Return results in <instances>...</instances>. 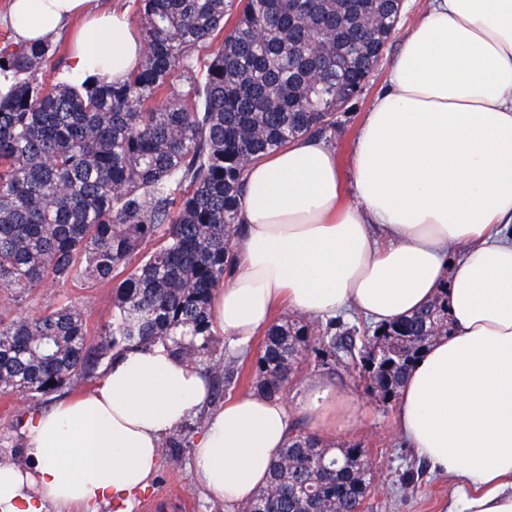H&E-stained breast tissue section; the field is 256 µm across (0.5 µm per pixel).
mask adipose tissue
<instances>
[{
  "mask_svg": "<svg viewBox=\"0 0 512 512\" xmlns=\"http://www.w3.org/2000/svg\"><path fill=\"white\" fill-rule=\"evenodd\" d=\"M76 16L68 79L123 82L143 58L123 11L6 0L0 31L52 42ZM238 214L233 266L211 301L228 352H244L279 306L378 325L447 288L453 331L409 372L396 431L447 477L445 512H512V0H429L347 167L322 138L297 139L248 168ZM208 399V378L169 346L122 351L90 392L30 418L25 463L0 465V512H133L164 437ZM301 409L320 434L353 416L317 377ZM292 427L283 398L225 400L195 442L197 482L227 506L249 501Z\"/></svg>",
  "mask_w": 512,
  "mask_h": 512,
  "instance_id": "1",
  "label": "adipose tissue"
}]
</instances>
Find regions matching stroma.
I'll use <instances>...</instances> for the list:
<instances>
[{"instance_id": "stroma-1", "label": "stroma", "mask_w": 512, "mask_h": 512, "mask_svg": "<svg viewBox=\"0 0 512 512\" xmlns=\"http://www.w3.org/2000/svg\"><path fill=\"white\" fill-rule=\"evenodd\" d=\"M399 38L389 43L369 83L359 99L347 104L336 116V130L327 141L337 153L340 162H347L350 147L362 115L373 98L385 87L389 64L400 47ZM72 303L85 311L90 330V344H97L100 335L112 320V287L108 284H90L84 281L63 286L38 289L17 307L19 315H34L46 307L59 303ZM319 376L331 381L338 395L350 400L355 406L353 420L348 428L330 435L336 444H358L365 448L373 464L370 491L362 512H442L448 498L450 485L447 478L422 471L421 461L414 455L396 431L393 421L395 403H382L370 395L357 370L337 368L331 371L309 361L298 370L284 395L292 409L297 410L296 423L304 431L312 425L305 414L300 413L307 379ZM53 397L0 396V450L18 454L24 447V421L31 415L50 408ZM180 463L171 466L161 462L154 474L146 496H154L161 484H178L194 501V512H230L223 502L214 500L201 488L193 470V448L184 446L178 451Z\"/></svg>"}]
</instances>
